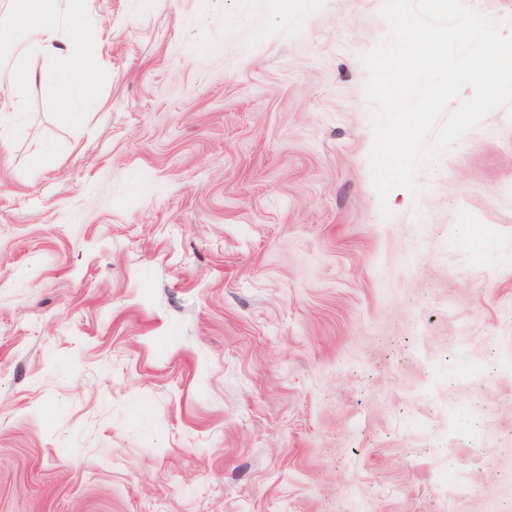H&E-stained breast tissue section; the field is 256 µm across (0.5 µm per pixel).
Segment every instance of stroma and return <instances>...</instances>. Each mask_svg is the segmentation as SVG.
I'll return each instance as SVG.
<instances>
[{"label":"stroma","instance_id":"1","mask_svg":"<svg viewBox=\"0 0 512 512\" xmlns=\"http://www.w3.org/2000/svg\"><path fill=\"white\" fill-rule=\"evenodd\" d=\"M382 6L81 0L77 120L83 73L34 59L0 128V512H512V117L379 198Z\"/></svg>","mask_w":512,"mask_h":512}]
</instances>
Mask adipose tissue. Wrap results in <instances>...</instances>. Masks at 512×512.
Returning <instances> with one entry per match:
<instances>
[{"label": "adipose tissue", "instance_id": "1", "mask_svg": "<svg viewBox=\"0 0 512 512\" xmlns=\"http://www.w3.org/2000/svg\"><path fill=\"white\" fill-rule=\"evenodd\" d=\"M60 0H14L15 24L0 27V41L12 43L7 63L0 64V119L22 109V88L33 77L36 56H67L87 79H94L95 49L76 38L80 23L75 15L61 16Z\"/></svg>", "mask_w": 512, "mask_h": 512}]
</instances>
